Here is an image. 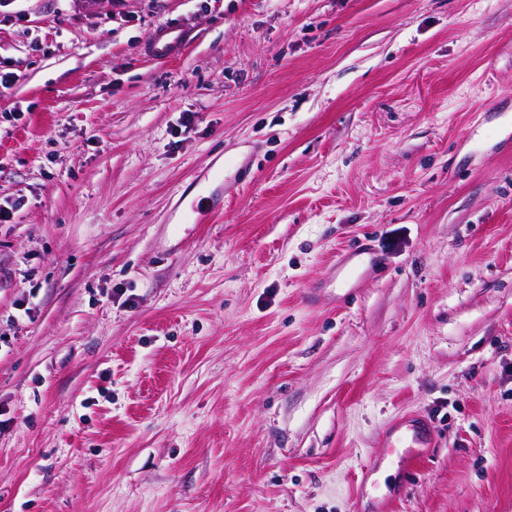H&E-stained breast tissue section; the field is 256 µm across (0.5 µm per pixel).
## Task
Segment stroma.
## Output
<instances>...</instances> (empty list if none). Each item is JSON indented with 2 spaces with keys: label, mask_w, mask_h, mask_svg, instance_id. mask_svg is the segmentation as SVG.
Returning <instances> with one entry per match:
<instances>
[{
  "label": "stroma",
  "mask_w": 512,
  "mask_h": 512,
  "mask_svg": "<svg viewBox=\"0 0 512 512\" xmlns=\"http://www.w3.org/2000/svg\"><path fill=\"white\" fill-rule=\"evenodd\" d=\"M5 73L0 512H512V0H0ZM165 29L157 32L153 38L152 53L162 56H173L180 51L182 46L186 43L187 37L182 32L174 33ZM169 35L171 38H169Z\"/></svg>",
  "instance_id": "1"
}]
</instances>
